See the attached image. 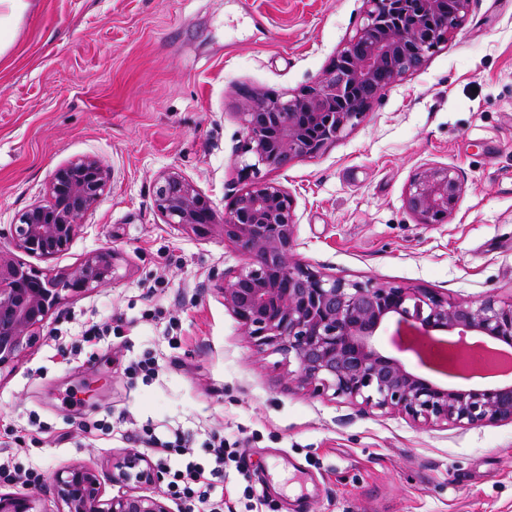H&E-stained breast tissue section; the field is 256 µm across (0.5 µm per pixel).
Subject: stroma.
I'll return each instance as SVG.
<instances>
[{"mask_svg": "<svg viewBox=\"0 0 512 512\" xmlns=\"http://www.w3.org/2000/svg\"><path fill=\"white\" fill-rule=\"evenodd\" d=\"M364 0H29L0 51V247L54 171L94 156L110 183L55 271L113 250L111 285L69 297L0 368V456L37 463L38 512H59L54 473L155 459L148 428L242 448L213 478L224 512H512V423L419 426L313 395L280 355L243 336L220 292L245 257L220 236L164 224L155 178L176 171L224 209L246 183L239 110L261 88L314 85L360 26ZM445 165L464 191L448 223L405 206L412 175ZM262 177L294 202L296 254L349 280L452 301L512 300V0H470L425 63L385 87L318 155ZM107 326L98 343L85 327ZM152 356L158 374L131 375ZM262 492L253 499L250 488Z\"/></svg>", "mask_w": 512, "mask_h": 512, "instance_id": "obj_1", "label": "stroma"}]
</instances>
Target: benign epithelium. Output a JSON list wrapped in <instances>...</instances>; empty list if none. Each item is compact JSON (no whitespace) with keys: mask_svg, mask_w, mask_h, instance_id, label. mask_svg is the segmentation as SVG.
<instances>
[{"mask_svg":"<svg viewBox=\"0 0 512 512\" xmlns=\"http://www.w3.org/2000/svg\"><path fill=\"white\" fill-rule=\"evenodd\" d=\"M469 0H365L364 21L323 78L288 98L255 90L240 113L247 130L241 171L248 183L219 216L213 201L175 171L155 182L154 207L164 223L200 238L220 235L245 262L224 272V307L254 346L295 366L289 375L316 395L366 411L402 415L417 425L461 427L512 422V384L447 387L415 371L404 355L445 373L426 347L448 333L466 353L482 341L512 348V301H450L424 288L360 282L325 274L296 258L293 200L259 167L280 170L319 154L367 114L382 83L419 69L464 22ZM107 167L95 157L53 174L46 198L11 225L12 248L48 261L66 252L85 216L106 192ZM463 183L453 168L428 165L410 180L405 205L421 224H446ZM115 253L102 249L54 273L0 250V369L14 361L34 330L65 297L112 284ZM394 326L396 353L381 330ZM150 460L125 453L112 459V482L153 485ZM61 512H171L164 498L128 491L105 497L96 470L82 464L53 477ZM0 512H36L34 500L0 493Z\"/></svg>","mask_w":512,"mask_h":512,"instance_id":"1","label":"benign epithelium"}]
</instances>
